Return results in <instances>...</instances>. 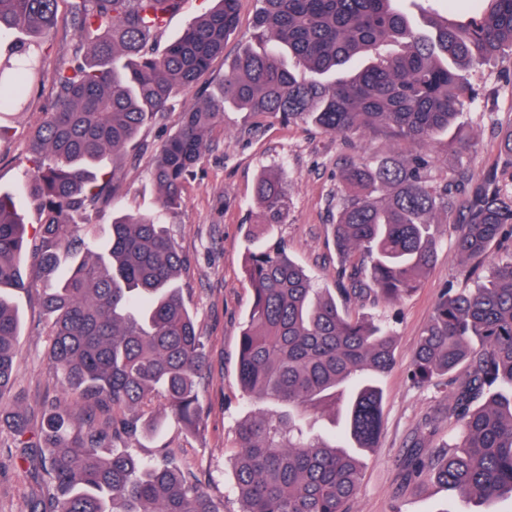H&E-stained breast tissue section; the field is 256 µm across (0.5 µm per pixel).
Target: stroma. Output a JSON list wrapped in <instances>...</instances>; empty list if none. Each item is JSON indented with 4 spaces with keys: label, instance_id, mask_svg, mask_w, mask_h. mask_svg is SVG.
Instances as JSON below:
<instances>
[{
    "label": "stroma",
    "instance_id": "1",
    "mask_svg": "<svg viewBox=\"0 0 512 512\" xmlns=\"http://www.w3.org/2000/svg\"><path fill=\"white\" fill-rule=\"evenodd\" d=\"M78 2L59 0L51 38L37 57L39 81L23 111L7 118L12 131L0 142L1 191L20 186L29 167L31 136L54 107L55 75L70 58L76 40L72 18ZM397 5L424 34L431 33L432 21L462 24L482 7L480 0H397ZM259 7V0H239L238 24L223 56L212 62L193 95L142 130L122 164L119 190L101 212L92 214L91 223H111L113 214L123 211L156 210L158 189L151 168L158 146L177 129L185 106L195 104L221 80L241 47L250 42ZM465 77L477 99L457 127L427 145V152L436 159L435 172L450 173L465 161L476 171L494 170L501 179L511 180L512 168L504 166L498 153L497 131L512 123V56L469 68ZM463 143L468 146L464 152L459 149ZM340 157L335 137L312 126L226 110L223 125L216 129L210 148L184 187V205L165 219L167 232L185 259L175 283L207 348L208 365L200 392L205 421L195 433L167 421L160 433L140 439L133 449L145 458L174 454L206 483L215 500L223 502L224 512L241 508L233 485L232 455L236 424L251 408L242 396L237 361L240 332L252 303L244 265L246 227L257 221L255 184L262 174L272 172L287 185L288 217L275 232L319 286L331 288L339 266L330 224L339 199ZM433 231L442 245L432 270L415 292L396 303L369 300L352 309L353 314L384 321L397 345L394 368L379 379L383 431L377 448L362 456V483L349 512H459L461 507L455 493L431 478H423L416 486L404 485L402 480L403 461L413 445H421L429 454L449 443L454 434L445 389L413 384L409 369L443 289L458 290L473 283L467 274L470 264L456 249L448 218L438 216ZM42 288L41 280L28 275L23 287L7 291L21 321L15 390L34 427L40 423V402L61 393L60 379L46 358V322L39 300ZM16 443L14 432L0 423V512H26V502L40 484L32 463L40 449H33L26 458Z\"/></svg>",
    "mask_w": 512,
    "mask_h": 512
}]
</instances>
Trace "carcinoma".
Segmentation results:
<instances>
[{
    "instance_id": "obj_1",
    "label": "carcinoma",
    "mask_w": 512,
    "mask_h": 512,
    "mask_svg": "<svg viewBox=\"0 0 512 512\" xmlns=\"http://www.w3.org/2000/svg\"><path fill=\"white\" fill-rule=\"evenodd\" d=\"M238 0H218L180 36L157 47L164 19L182 0H80L78 43L56 75V102L35 131L30 173L19 195L0 193V289L24 285L21 259L55 279L42 299L48 357L65 396L43 402L46 491L29 512H221L174 460L135 456L116 443L157 433L173 419L203 424L200 383L207 354L174 286L183 257L161 218L183 202L224 111L310 123L348 144L369 132L425 145L448 130L474 90L461 71L512 53V0H483L465 25L419 33L394 0H260L262 51L245 45L200 105L156 151L158 210L112 219L98 237L87 216L120 187L122 151L188 93L224 54ZM59 0H0V116L16 110L37 80L36 58ZM112 156V168L105 167ZM341 194L331 224L341 257L336 288H319L273 236L288 196L274 176L255 187L261 222L249 226L245 273L253 302L238 346V380L249 401L233 457L240 512H349L362 479L353 448L377 447L382 391L374 377L394 363L392 331L349 312L371 297L395 301L432 266L434 218H453L457 251L479 262L494 242L512 240V189L497 174L461 168L433 173L422 151L373 164L341 157ZM22 197L38 215L27 234ZM71 266L61 278L60 254ZM19 317L0 294V400L10 401L15 435L27 419L12 395ZM445 378L458 442L416 454L406 481L434 478L465 504L512 500V249L474 287L446 291L421 333L413 378ZM343 412L328 438L315 415Z\"/></svg>"
}]
</instances>
